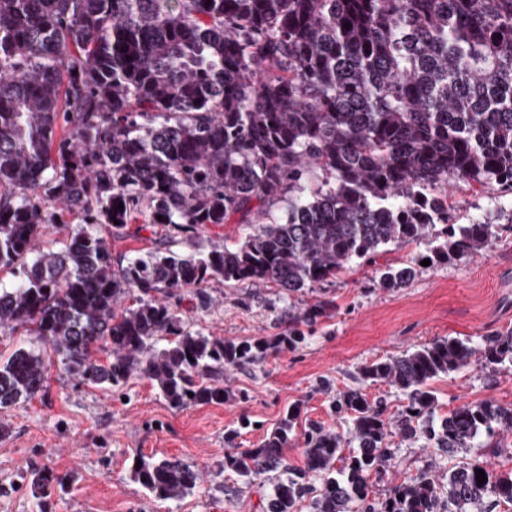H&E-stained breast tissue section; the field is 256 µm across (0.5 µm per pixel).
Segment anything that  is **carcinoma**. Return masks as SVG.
<instances>
[{
  "label": "carcinoma",
  "instance_id": "1",
  "mask_svg": "<svg viewBox=\"0 0 512 512\" xmlns=\"http://www.w3.org/2000/svg\"><path fill=\"white\" fill-rule=\"evenodd\" d=\"M460 183L512 191V0H0V270L16 278L0 285V334L37 339L0 360V410L44 392L43 345L79 385L138 377L175 409L222 405L224 372L298 349L333 302L236 340L187 330L157 293L192 288L205 307L218 281L291 298L432 230L430 266L469 260L495 232L450 222L446 188ZM140 218L162 236L113 265L112 240ZM46 224L63 234L56 249L38 247ZM220 224L252 231L232 248L195 242ZM418 267L375 281L404 288ZM472 365L512 367V329L359 366L360 386L330 404L347 431L301 427L289 407L258 447L224 449L237 477L224 495L263 480L262 512L511 505L512 469L478 458L370 498V476L398 466L395 437L453 456L512 431V405L494 399L437 415L431 382ZM376 384L405 396L397 416L364 392ZM297 436L299 467L285 456ZM136 459L133 480L158 500L200 481L179 459ZM63 481L37 471L30 491L45 504Z\"/></svg>",
  "mask_w": 512,
  "mask_h": 512
}]
</instances>
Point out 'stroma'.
I'll return each instance as SVG.
<instances>
[{
	"label": "stroma",
	"instance_id": "1",
	"mask_svg": "<svg viewBox=\"0 0 512 512\" xmlns=\"http://www.w3.org/2000/svg\"><path fill=\"white\" fill-rule=\"evenodd\" d=\"M449 200L455 224L494 226L487 251L464 263L420 267L414 281L396 291L375 285L376 266L425 255L428 239L388 248L372 265L351 264L336 282L305 294V302L329 300L334 307L303 346L227 374L233 401L175 409L147 380L134 377L120 389L104 391L75 385L60 363H53L45 394L0 411V422L9 427L0 437V512H261L259 487L237 501L225 499V484L236 481L224 470L225 448L258 446L295 404L302 418L346 430V422L331 413L330 400L333 392L354 386L360 365L439 338L479 344L512 329V195L494 186L477 193L462 185L450 190ZM205 290L211 299L205 309L185 289L169 301L188 330L224 338L277 335L292 304L272 286L212 282ZM324 378L331 390L320 388ZM432 386L442 416L484 399L508 405L512 367L493 374L468 368ZM139 453L181 459L198 466L202 478L182 500H157L131 477ZM400 456L399 469L371 477L373 497L383 498L404 476L459 462L417 444L402 445ZM35 470L65 478L43 508L28 487Z\"/></svg>",
	"mask_w": 512,
	"mask_h": 512
}]
</instances>
